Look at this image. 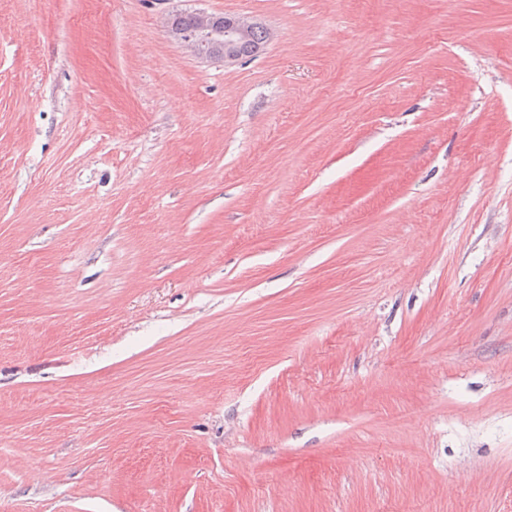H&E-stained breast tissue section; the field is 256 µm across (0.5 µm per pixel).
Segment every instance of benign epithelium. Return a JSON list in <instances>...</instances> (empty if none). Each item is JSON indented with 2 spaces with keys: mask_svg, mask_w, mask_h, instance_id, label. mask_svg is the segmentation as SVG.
<instances>
[{
  "mask_svg": "<svg viewBox=\"0 0 512 512\" xmlns=\"http://www.w3.org/2000/svg\"><path fill=\"white\" fill-rule=\"evenodd\" d=\"M195 15L200 18L201 27L193 33L179 37V41L188 52L199 59L210 57L214 47L220 46L223 48L224 59L237 61L271 40L269 29L256 27L251 19L243 16L224 23L221 30H213L206 25L210 13L197 10Z\"/></svg>",
  "mask_w": 512,
  "mask_h": 512,
  "instance_id": "obj_1",
  "label": "benign epithelium"
}]
</instances>
